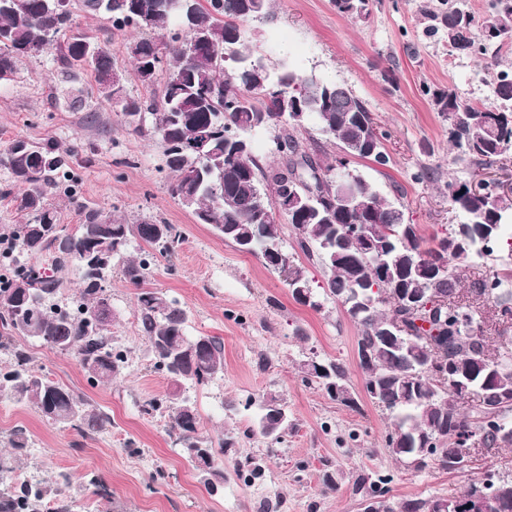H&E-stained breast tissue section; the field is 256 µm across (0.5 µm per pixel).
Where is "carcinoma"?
Wrapping results in <instances>:
<instances>
[{
  "label": "carcinoma",
  "instance_id": "cac0c4a2",
  "mask_svg": "<svg viewBox=\"0 0 512 512\" xmlns=\"http://www.w3.org/2000/svg\"><path fill=\"white\" fill-rule=\"evenodd\" d=\"M252 0H79L76 9L112 21V28L150 29L157 37L139 38L126 44L140 82L150 87L154 76H143V65L156 50L165 53L164 93L161 104L135 97L126 87L113 84L115 73L108 49L97 45L88 59L85 45L91 37L79 30L76 20L62 19L61 0H0V80L13 77L18 62L34 54L45 32L55 40L48 48L58 50V62L67 69L88 68L94 74L97 95L112 104L120 118L130 106L146 116L143 126L132 129L163 145L164 165L173 177L176 198H193L192 214L198 224H210L224 241L241 247L263 237L280 240V224L258 223L261 203H270L293 190L308 204L307 214L288 216L297 233V245L325 272V295L339 301L358 326L357 352L363 387L377 405L389 412L392 431L386 447L400 461L415 468L429 465L459 473L457 459L470 452L460 446L464 429L481 427L488 414L498 423L485 431L484 447H512V356L504 364L493 361L502 348L480 335L468 344L460 339L456 321L448 311L430 307L432 297L452 301L460 297V263L493 253L504 226L512 223V197L491 183L475 192L456 179L447 183L448 196L467 222L451 224L430 237L417 225L406 222L402 206L381 195L377 186L359 171L345 182L353 206L330 209L326 198L336 195V165L322 163L298 136L303 122L291 117L284 99L298 100L305 114L316 116L325 137L340 145L350 160H368L379 166L390 157L378 146L379 155L366 146L385 138L366 104L344 85L299 73L285 63L270 69L252 59L253 48L244 39L240 23L265 16L269 0L250 8ZM372 0H333L336 10L352 18L370 14ZM460 0H437L425 6L423 16L432 32L444 30L448 50L456 55L488 60L492 95L479 104L461 102L451 90L431 91L437 112L450 123V141L462 160L477 166L490 164L512 150V70L500 68L498 41L512 35V0H489L482 15L460 20ZM214 130L209 155L203 160L190 149L202 128ZM277 131L274 140L288 141V153L272 152L274 161L256 155L252 136L260 130ZM246 143L234 153L224 136ZM52 141L15 139L0 146V167L12 183L0 196H10L16 211L27 223L14 225L11 236L18 254L3 258L8 273L0 275V347L7 349L14 337L32 338L42 345L73 356L93 385L108 384L121 373L127 350L112 337L118 318H95L92 313L104 301H112L105 284L112 270L141 289L137 297L141 331L153 354V367L176 386L205 384L224 372V343L215 336L187 335V310L161 291L144 289L156 254L170 255L183 243L173 224L143 220L128 224L103 209L80 202L77 180L66 175L67 156ZM19 185L22 191L13 192ZM58 197L80 211V224L68 232L59 222ZM138 254H129L132 244ZM427 248L433 261L446 259L448 276L431 274L417 265V250ZM52 258L60 276L40 279L21 257ZM253 256L275 270H288L292 282L312 290L304 267L284 265L274 253L258 250ZM74 273L79 288L72 310L58 308L63 276ZM471 292L492 303L497 316L512 320V272L475 282ZM440 358L451 372L441 380L426 370ZM301 372L323 386L328 395L351 404L348 374L336 361L304 362ZM484 388L483 404L461 410L462 386ZM0 392L16 403L31 404L41 416L80 434L104 432L112 418L82 393L71 390L34 369L28 352L15 348L11 362L0 365ZM152 412L167 413L170 427L179 431L181 451L200 471L206 488L224 483V446L197 432L196 411L188 400L174 393L148 402ZM258 429L262 436L279 439L288 431L281 419L284 409L278 397H264ZM401 435L392 447L393 435ZM453 449L442 459L425 452L431 442ZM493 483L507 499L504 512H512V474L490 470L471 480L458 496L463 500L487 483ZM361 499L387 495L384 480L358 478ZM59 487L23 483L12 491L0 489V512H42L43 501ZM440 499L388 501L384 512H438Z\"/></svg>",
  "mask_w": 512,
  "mask_h": 512
}]
</instances>
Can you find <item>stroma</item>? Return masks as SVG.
I'll return each mask as SVG.
<instances>
[{"instance_id":"stroma-1","label":"stroma","mask_w":512,"mask_h":512,"mask_svg":"<svg viewBox=\"0 0 512 512\" xmlns=\"http://www.w3.org/2000/svg\"><path fill=\"white\" fill-rule=\"evenodd\" d=\"M424 2L374 0L368 17L352 19L338 13L332 0H273L266 16L242 29L268 65L288 62L300 72L344 84L367 103L386 133L390 163L380 167L358 160L352 167L429 236L464 220L445 182H467L476 172L486 178L512 173V153L477 170L458 160L448 123L424 89L449 88L463 102H478L484 64L449 56L444 39L427 31ZM77 21L81 31L109 47L132 95L161 97L163 80L147 89L139 83L125 32L83 13ZM56 57L50 49L23 58L13 78L0 81V145L16 138L78 145L69 166L83 203L131 224L156 219L178 226L182 245L158 259L147 286L188 310V335L223 341L222 376L180 391L197 411L200 435L232 446L224 451L221 492L209 495L167 418L143 413L145 403L172 387L153 368L139 327L137 291L116 275L108 288L119 312L112 334L127 348L128 361L112 385L91 386L73 357L33 339L18 340L38 372L86 394L110 415L111 428L84 436L47 423L32 406L0 397V458L14 465L0 475V485L18 483L23 470L41 481L70 474L72 484L52 504L72 499V512H361L355 483L362 474L390 476L395 501L458 496L466 474L415 469L388 453L390 417L364 391L358 329L345 308L329 297L318 310L296 303L278 271L239 252L211 225L196 223L169 191L162 146L128 131L103 100L91 97L82 108L70 107L69 91L89 88L93 77L87 71L61 72ZM424 169L433 172L432 180H417ZM311 358L344 363L353 405L303 380L300 365ZM270 393L280 397L294 424L277 442L253 431L261 401ZM20 428L28 442L19 451L11 439ZM329 465L341 472L334 490L322 484Z\"/></svg>"}]
</instances>
